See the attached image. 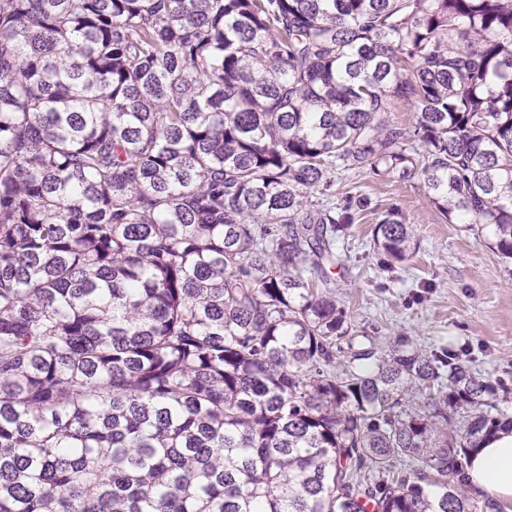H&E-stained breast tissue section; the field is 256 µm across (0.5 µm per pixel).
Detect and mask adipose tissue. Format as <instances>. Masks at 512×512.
<instances>
[{
	"instance_id": "obj_1",
	"label": "adipose tissue",
	"mask_w": 512,
	"mask_h": 512,
	"mask_svg": "<svg viewBox=\"0 0 512 512\" xmlns=\"http://www.w3.org/2000/svg\"><path fill=\"white\" fill-rule=\"evenodd\" d=\"M473 488L492 491L499 500H512V433L486 441L471 457L468 470Z\"/></svg>"
}]
</instances>
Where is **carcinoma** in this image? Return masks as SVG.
Returning <instances> with one entry per match:
<instances>
[{
	"label": "carcinoma",
	"instance_id": "carcinoma-1",
	"mask_svg": "<svg viewBox=\"0 0 512 512\" xmlns=\"http://www.w3.org/2000/svg\"><path fill=\"white\" fill-rule=\"evenodd\" d=\"M348 170L512 263V0H0V512H473L512 417L351 336Z\"/></svg>",
	"mask_w": 512,
	"mask_h": 512
}]
</instances>
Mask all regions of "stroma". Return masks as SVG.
<instances>
[{
  "mask_svg": "<svg viewBox=\"0 0 512 512\" xmlns=\"http://www.w3.org/2000/svg\"><path fill=\"white\" fill-rule=\"evenodd\" d=\"M336 191L359 192L372 203L340 244L344 264L331 276L357 330L385 350L465 345L469 370L500 386L499 409L512 416V265L465 225L446 222L419 179L353 170L337 178ZM395 205L411 226V251L405 262L384 271L373 250L374 213Z\"/></svg>",
  "mask_w": 512,
  "mask_h": 512,
  "instance_id": "35a3bbf8",
  "label": "stroma"
}]
</instances>
